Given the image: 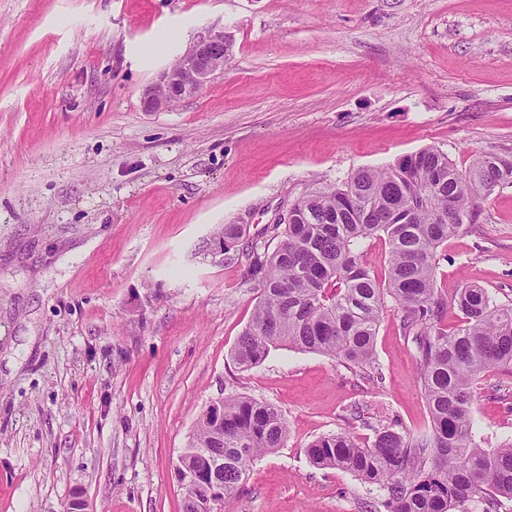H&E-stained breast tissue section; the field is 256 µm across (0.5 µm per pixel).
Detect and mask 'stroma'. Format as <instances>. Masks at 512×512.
Segmentation results:
<instances>
[{"label":"stroma","instance_id":"obj_1","mask_svg":"<svg viewBox=\"0 0 512 512\" xmlns=\"http://www.w3.org/2000/svg\"><path fill=\"white\" fill-rule=\"evenodd\" d=\"M218 31L230 64L144 111ZM426 147L462 172L512 157V0H0V512H182L178 458L233 394L281 409L288 438L223 512H379L306 450L431 435L400 312L378 326L382 382L288 346L240 370L260 295L244 253L274 249L311 189ZM438 257L441 328L467 286L512 306V184ZM472 411L482 447L512 437V372H485Z\"/></svg>","mask_w":512,"mask_h":512}]
</instances>
